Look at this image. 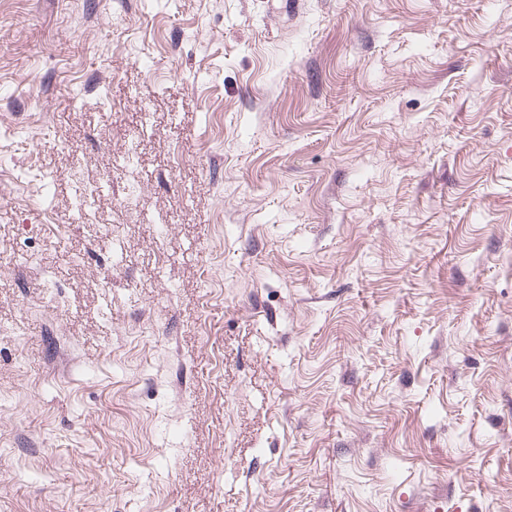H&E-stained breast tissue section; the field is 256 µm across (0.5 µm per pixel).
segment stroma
Returning a JSON list of instances; mask_svg holds the SVG:
<instances>
[{"label": "stroma", "instance_id": "35a3bbf8", "mask_svg": "<svg viewBox=\"0 0 512 512\" xmlns=\"http://www.w3.org/2000/svg\"><path fill=\"white\" fill-rule=\"evenodd\" d=\"M0 512H512V0H0Z\"/></svg>", "mask_w": 512, "mask_h": 512}]
</instances>
